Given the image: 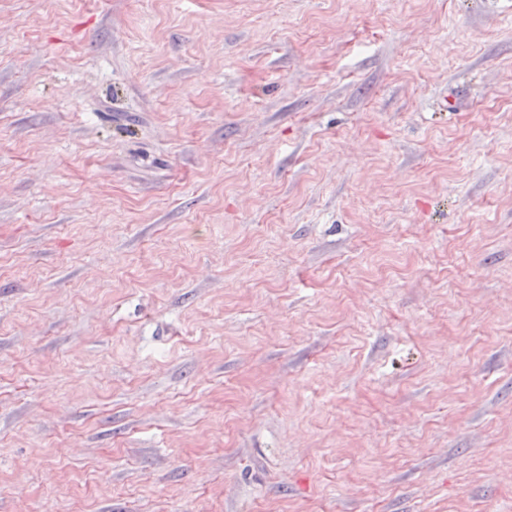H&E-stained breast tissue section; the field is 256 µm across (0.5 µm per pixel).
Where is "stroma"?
Wrapping results in <instances>:
<instances>
[{
    "label": "stroma",
    "instance_id": "35a3bbf8",
    "mask_svg": "<svg viewBox=\"0 0 512 512\" xmlns=\"http://www.w3.org/2000/svg\"><path fill=\"white\" fill-rule=\"evenodd\" d=\"M506 3L0 0V512H512Z\"/></svg>",
    "mask_w": 512,
    "mask_h": 512
}]
</instances>
